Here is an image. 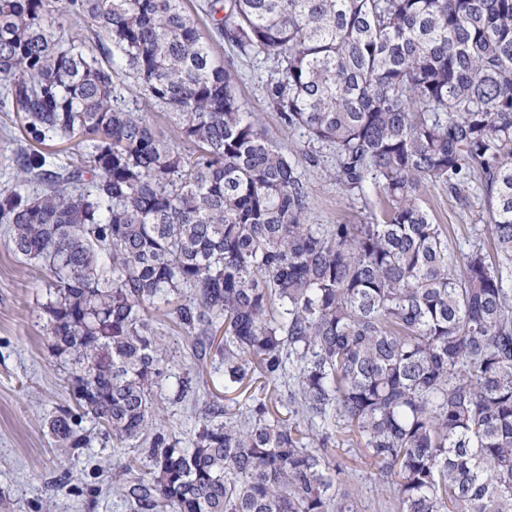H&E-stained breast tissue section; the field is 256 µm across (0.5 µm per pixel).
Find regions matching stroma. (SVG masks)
I'll use <instances>...</instances> for the list:
<instances>
[{
	"label": "stroma",
	"mask_w": 512,
	"mask_h": 512,
	"mask_svg": "<svg viewBox=\"0 0 512 512\" xmlns=\"http://www.w3.org/2000/svg\"><path fill=\"white\" fill-rule=\"evenodd\" d=\"M203 0H186L197 17L217 58L230 63L237 94L271 140L285 152L302 155L307 150L300 132L285 127L268 104L262 77L271 62L238 56L224 40L213 36L200 6ZM321 163L302 165L309 192L308 217L313 224H363L380 212L383 199L373 187L349 193L330 178L329 149H321ZM419 195L436 223L447 225L454 254L474 245L490 244L488 215L475 184H466L454 196L447 186L423 182ZM49 277L40 262L18 255L0 231V512H129L112 493L114 472L126 460L123 451L106 443L97 424L84 420L89 444L70 457L59 459L50 451L47 418L69 400L66 370L54 357L47 335L48 316L42 308ZM167 351L166 375L158 392L168 429L189 441L202 421V407L193 401L176 402L173 393L179 377L194 372L196 360L189 337L172 325H163ZM333 455L342 472V486L353 493L358 512H396L392 492L383 490L377 469L363 444L338 442Z\"/></svg>",
	"instance_id": "obj_1"
}]
</instances>
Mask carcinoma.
<instances>
[{"mask_svg": "<svg viewBox=\"0 0 512 512\" xmlns=\"http://www.w3.org/2000/svg\"><path fill=\"white\" fill-rule=\"evenodd\" d=\"M213 32L270 60L268 103L332 151L370 224L308 223L300 162L274 146L184 0H0V103L23 145L0 189L12 250L52 281L47 335L72 403L134 455L132 512H356L336 433L364 441L399 512H512V0H205ZM83 23L91 36L65 37ZM176 121L187 155L118 90ZM476 176L493 248L456 260L418 189ZM216 356L231 413L187 447L162 423L166 352L150 312ZM221 342H216L219 329ZM287 393L308 430L272 414ZM204 373L176 396L198 393Z\"/></svg>", "mask_w": 512, "mask_h": 512, "instance_id": "1", "label": "carcinoma"}]
</instances>
